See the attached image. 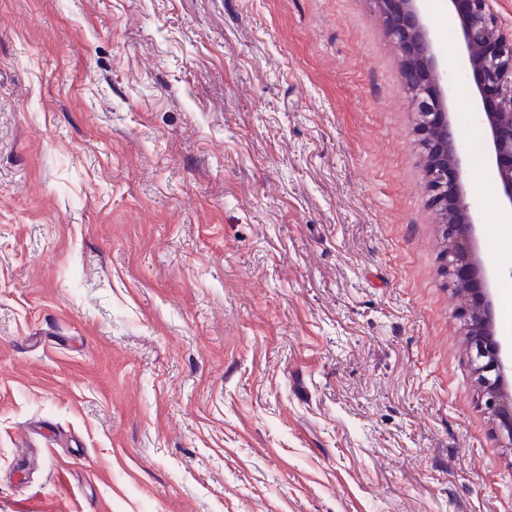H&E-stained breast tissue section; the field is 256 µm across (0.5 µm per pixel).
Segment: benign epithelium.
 <instances>
[{
    "instance_id": "1",
    "label": "benign epithelium",
    "mask_w": 512,
    "mask_h": 512,
    "mask_svg": "<svg viewBox=\"0 0 512 512\" xmlns=\"http://www.w3.org/2000/svg\"><path fill=\"white\" fill-rule=\"evenodd\" d=\"M401 51L404 78L419 112L417 131L427 151L429 204L443 219L446 268L460 294L468 326V354L478 375L486 409L505 447H512V353L496 338L491 273L477 247L479 213L466 191L470 162L452 119L460 96L473 101L486 131L484 164L503 209L512 217V33L505 31L490 0H448L458 20L467 82H445L439 69L437 36L427 27L424 0H374Z\"/></svg>"
}]
</instances>
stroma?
<instances>
[{
	"label": "stroma",
	"instance_id": "obj_1",
	"mask_svg": "<svg viewBox=\"0 0 512 512\" xmlns=\"http://www.w3.org/2000/svg\"><path fill=\"white\" fill-rule=\"evenodd\" d=\"M416 124L373 0H0V512H512Z\"/></svg>",
	"mask_w": 512,
	"mask_h": 512
}]
</instances>
